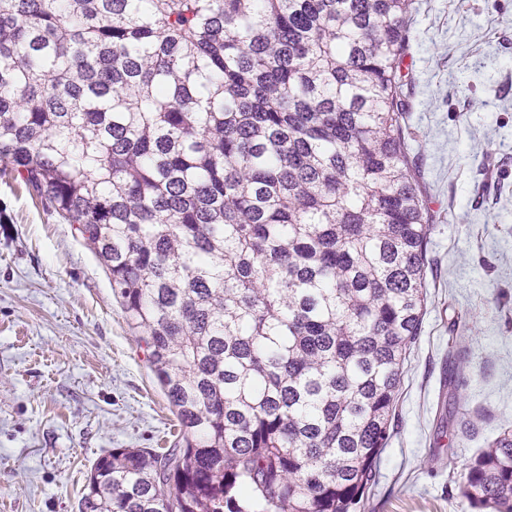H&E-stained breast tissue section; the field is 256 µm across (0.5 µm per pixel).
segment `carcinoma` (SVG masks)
Instances as JSON below:
<instances>
[{"mask_svg": "<svg viewBox=\"0 0 512 512\" xmlns=\"http://www.w3.org/2000/svg\"><path fill=\"white\" fill-rule=\"evenodd\" d=\"M411 0H0V163L112 279L180 426L79 512H355L424 307ZM512 512V429L466 466Z\"/></svg>", "mask_w": 512, "mask_h": 512, "instance_id": "carcinoma-1", "label": "carcinoma"}]
</instances>
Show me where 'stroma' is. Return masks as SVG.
Instances as JSON below:
<instances>
[{"label":"stroma","mask_w":512,"mask_h":512,"mask_svg":"<svg viewBox=\"0 0 512 512\" xmlns=\"http://www.w3.org/2000/svg\"><path fill=\"white\" fill-rule=\"evenodd\" d=\"M405 63L427 297L357 512H478L461 471L512 427V0H411ZM178 433L75 225L0 174V512H78L100 457Z\"/></svg>","instance_id":"1"}]
</instances>
